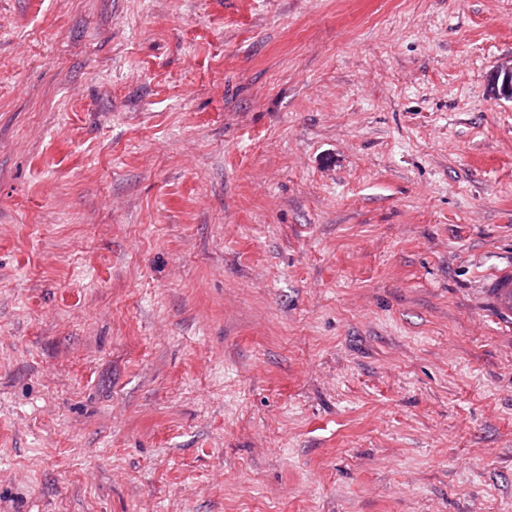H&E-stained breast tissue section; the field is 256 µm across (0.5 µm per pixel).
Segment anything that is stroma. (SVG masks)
<instances>
[{
  "label": "stroma",
  "mask_w": 512,
  "mask_h": 512,
  "mask_svg": "<svg viewBox=\"0 0 512 512\" xmlns=\"http://www.w3.org/2000/svg\"><path fill=\"white\" fill-rule=\"evenodd\" d=\"M512 0H0V512H512ZM491 90L497 97L512 99V66H501L490 75ZM481 288L484 305L501 325L512 328V263L496 268Z\"/></svg>",
  "instance_id": "35a3bbf8"
}]
</instances>
